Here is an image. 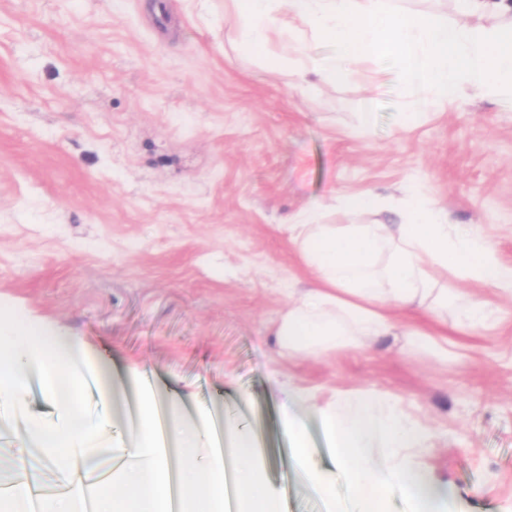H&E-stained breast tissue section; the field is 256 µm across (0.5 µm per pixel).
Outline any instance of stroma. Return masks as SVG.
I'll return each instance as SVG.
<instances>
[{
  "label": "stroma",
  "instance_id": "1",
  "mask_svg": "<svg viewBox=\"0 0 512 512\" xmlns=\"http://www.w3.org/2000/svg\"><path fill=\"white\" fill-rule=\"evenodd\" d=\"M416 100L390 58L315 90L270 70L230 0H0V308L76 346L101 443L133 447L141 377L187 429L254 441L280 512H353L322 413L375 391L429 430L418 460L449 489L442 512H512V296L498 328L452 327L444 353L385 336L290 354L271 332L310 285L286 223L312 202L329 224H400L433 197L512 262V102L469 94L401 127ZM367 194L379 210L334 207ZM285 429L288 433V439L293 447L292 451L298 465H305L309 449L307 448L306 434L304 429L298 425L295 418L290 415L289 411L288 415L285 416Z\"/></svg>",
  "mask_w": 512,
  "mask_h": 512
}]
</instances>
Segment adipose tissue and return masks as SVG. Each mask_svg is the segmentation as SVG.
<instances>
[{"label":"adipose tissue","instance_id":"ef3b65f1","mask_svg":"<svg viewBox=\"0 0 512 512\" xmlns=\"http://www.w3.org/2000/svg\"><path fill=\"white\" fill-rule=\"evenodd\" d=\"M453 2L450 18L437 11L405 13L393 0H233L245 53L270 55L276 37L293 43L294 65L328 86L349 82L364 58L395 57L407 86L441 111L469 92L512 90V0ZM280 12L284 20L272 27ZM297 22L332 42L337 54L318 60L305 43L292 42ZM288 232L315 279L275 323L281 348L291 353L367 345L392 335L398 312L423 310L442 320L456 290L439 282L441 272L512 293V265L498 259L493 242L473 226L449 224L429 198L409 208L402 224H327L322 205L312 203L289 222ZM382 255L387 262L379 269ZM327 427L334 464L359 512H378L393 492L412 500L414 512H438L442 489L415 459L430 433L399 404L374 392H341ZM236 459L241 512H276L253 479L261 465L256 448L239 443Z\"/></svg>","mask_w":512,"mask_h":512}]
</instances>
